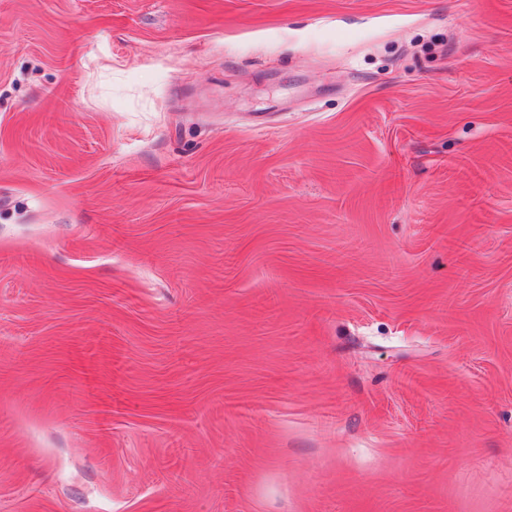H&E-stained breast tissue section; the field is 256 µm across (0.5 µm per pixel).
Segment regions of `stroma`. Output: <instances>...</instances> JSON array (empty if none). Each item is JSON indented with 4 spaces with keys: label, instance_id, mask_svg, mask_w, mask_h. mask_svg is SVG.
Instances as JSON below:
<instances>
[{
    "label": "stroma",
    "instance_id": "stroma-1",
    "mask_svg": "<svg viewBox=\"0 0 512 512\" xmlns=\"http://www.w3.org/2000/svg\"><path fill=\"white\" fill-rule=\"evenodd\" d=\"M0 512H512V0H0Z\"/></svg>",
    "mask_w": 512,
    "mask_h": 512
}]
</instances>
